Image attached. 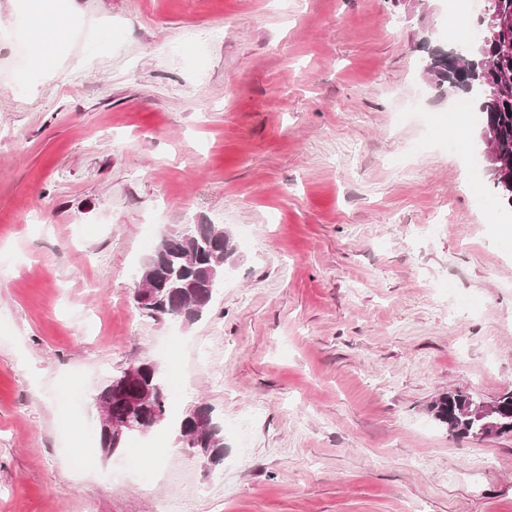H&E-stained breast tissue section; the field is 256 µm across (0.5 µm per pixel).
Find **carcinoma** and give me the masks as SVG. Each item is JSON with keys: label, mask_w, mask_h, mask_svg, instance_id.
<instances>
[{"label": "carcinoma", "mask_w": 512, "mask_h": 512, "mask_svg": "<svg viewBox=\"0 0 512 512\" xmlns=\"http://www.w3.org/2000/svg\"><path fill=\"white\" fill-rule=\"evenodd\" d=\"M488 5L498 15V27L497 36L488 44L485 67L471 64L470 56L460 54L447 57L444 63L428 60L423 71L433 84L445 85L450 92L459 89L475 103L481 114V127L486 129L497 154L495 165L500 177L494 187L501 200L512 206V0H488ZM171 237L179 243L161 238L145 269L149 292L157 300L151 301L137 292L135 301L152 316L182 314L193 322L211 304L208 300L198 306L201 289L197 285L210 274L217 279L222 276L225 260L233 252L231 235L214 224H190ZM142 367L139 380L126 382L119 374L99 391L97 399L118 420L128 414L132 404H138L145 415L143 429L171 423L186 447L213 463L219 462L224 456L222 430H200L186 417L169 420L167 381L154 364L147 362ZM475 402L471 393L452 389L436 398L428 412L451 434L477 438L482 433L481 422L470 414Z\"/></svg>", "instance_id": "1"}]
</instances>
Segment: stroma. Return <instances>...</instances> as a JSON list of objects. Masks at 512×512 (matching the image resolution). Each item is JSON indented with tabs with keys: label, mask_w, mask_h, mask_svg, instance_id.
I'll return each instance as SVG.
<instances>
[{
	"label": "stroma",
	"mask_w": 512,
	"mask_h": 512,
	"mask_svg": "<svg viewBox=\"0 0 512 512\" xmlns=\"http://www.w3.org/2000/svg\"><path fill=\"white\" fill-rule=\"evenodd\" d=\"M73 7L48 73L0 0V512H512V436L428 413L512 390V208L421 73L468 50L454 0ZM187 224L234 246L190 324L134 300ZM174 347L169 413L210 404L223 460L166 426L104 457L99 389ZM479 402L474 396L461 389H452L442 393L428 408L431 416L444 424L453 435L477 438L482 433L481 422L470 414L472 404ZM499 404L496 402L476 403L473 415L483 420V433L486 437L496 436V418L499 413Z\"/></svg>",
	"instance_id": "obj_1"
}]
</instances>
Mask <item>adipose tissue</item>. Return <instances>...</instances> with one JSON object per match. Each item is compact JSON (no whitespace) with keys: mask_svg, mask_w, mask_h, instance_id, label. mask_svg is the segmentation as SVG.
<instances>
[{"mask_svg":"<svg viewBox=\"0 0 512 512\" xmlns=\"http://www.w3.org/2000/svg\"><path fill=\"white\" fill-rule=\"evenodd\" d=\"M71 15L72 0H44L30 36V53L41 70L56 69V46L69 32Z\"/></svg>","mask_w":512,"mask_h":512,"instance_id":"1","label":"adipose tissue"}]
</instances>
